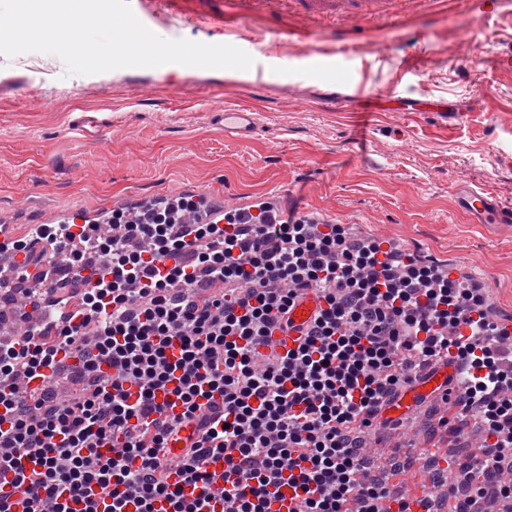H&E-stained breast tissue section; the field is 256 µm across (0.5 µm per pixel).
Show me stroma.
Wrapping results in <instances>:
<instances>
[{
  "instance_id": "stroma-1",
  "label": "stroma",
  "mask_w": 512,
  "mask_h": 512,
  "mask_svg": "<svg viewBox=\"0 0 512 512\" xmlns=\"http://www.w3.org/2000/svg\"><path fill=\"white\" fill-rule=\"evenodd\" d=\"M334 17L262 0L245 18L246 71L166 64L70 75L0 55V214L17 235L73 204L204 194L233 208L279 195L299 214L388 238L427 262L489 276L512 314V233L473 229L456 192L512 207V5L491 0H345ZM290 32L287 44L270 30ZM437 105L430 113L429 105ZM244 105L261 131L224 135L211 111ZM418 403L371 455L389 485L431 483L439 458L466 471L480 425L455 433Z\"/></svg>"
}]
</instances>
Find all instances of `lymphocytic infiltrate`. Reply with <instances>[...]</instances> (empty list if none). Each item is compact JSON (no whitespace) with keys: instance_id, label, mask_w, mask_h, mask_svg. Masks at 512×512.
<instances>
[{"instance_id":"1","label":"lymphocytic infiltrate","mask_w":512,"mask_h":512,"mask_svg":"<svg viewBox=\"0 0 512 512\" xmlns=\"http://www.w3.org/2000/svg\"><path fill=\"white\" fill-rule=\"evenodd\" d=\"M111 223L112 237L95 224L35 231L67 248V268L91 270L76 295L51 271L36 288L0 278L1 304L21 294L53 313L26 326L19 348L0 349V384L11 388L0 393V472L12 478L0 512H273L285 484L302 492L296 512H384L390 492L367 475L363 436L388 429L384 405L447 357L459 325L492 329L485 289L265 204L218 219L183 198ZM166 256L174 267L159 269ZM309 288L326 308L298 350L257 352ZM70 346L85 351L82 366L56 363ZM461 356L470 375L439 424L455 432L479 420L489 444L475 479L446 492L458 512H481L486 498L512 500V365L492 343ZM42 369L44 385L29 388ZM167 386L181 417L155 399ZM216 458L218 504L187 492Z\"/></svg>"}]
</instances>
